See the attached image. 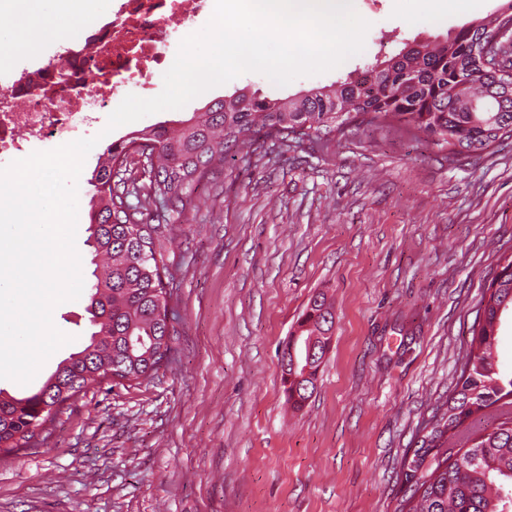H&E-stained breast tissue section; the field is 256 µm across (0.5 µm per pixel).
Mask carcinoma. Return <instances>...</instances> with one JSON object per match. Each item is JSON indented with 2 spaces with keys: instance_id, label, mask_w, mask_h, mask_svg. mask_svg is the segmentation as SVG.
<instances>
[{
  "instance_id": "cac0c4a2",
  "label": "carcinoma",
  "mask_w": 512,
  "mask_h": 512,
  "mask_svg": "<svg viewBox=\"0 0 512 512\" xmlns=\"http://www.w3.org/2000/svg\"><path fill=\"white\" fill-rule=\"evenodd\" d=\"M512 20V0L489 19L465 25L443 42L413 43L349 75L285 99L240 91L219 99L188 120L160 122L112 142L90 179L86 243L102 258L90 286L87 313L95 331L82 350L61 361L67 390L44 389L0 397V450L35 448L50 436L46 425L93 384L111 376L118 385H140L163 367L173 326L166 322L171 292L163 225L141 219L158 205L177 222L195 187L224 167L228 149L258 134L285 144L321 141L353 123L393 121L448 148V157L484 151L512 137V77L483 67L479 42ZM145 156L139 183L130 159ZM134 197L137 203L129 202ZM306 309L281 346L300 350L294 337L318 336L333 324L332 305ZM512 308V258L484 289L470 349L448 399L429 417L422 445L404 462V492L396 512H512V374L497 356L503 311ZM286 401L302 409L311 392L282 382ZM492 431L479 428L488 418Z\"/></svg>"
}]
</instances>
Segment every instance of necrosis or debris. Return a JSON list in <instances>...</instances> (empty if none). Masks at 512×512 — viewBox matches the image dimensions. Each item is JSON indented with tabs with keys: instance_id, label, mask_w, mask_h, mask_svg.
Segmentation results:
<instances>
[{
	"instance_id": "4bbe7bcc",
	"label": "necrosis or debris",
	"mask_w": 512,
	"mask_h": 512,
	"mask_svg": "<svg viewBox=\"0 0 512 512\" xmlns=\"http://www.w3.org/2000/svg\"><path fill=\"white\" fill-rule=\"evenodd\" d=\"M209 0H112L106 19L65 40L50 64L22 68L0 87V159L31 142L74 140L92 128L117 93L151 79Z\"/></svg>"
}]
</instances>
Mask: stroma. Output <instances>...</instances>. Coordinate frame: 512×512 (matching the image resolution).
Masks as SVG:
<instances>
[{
  "label": "stroma",
  "instance_id": "1",
  "mask_svg": "<svg viewBox=\"0 0 512 512\" xmlns=\"http://www.w3.org/2000/svg\"><path fill=\"white\" fill-rule=\"evenodd\" d=\"M353 4L371 27L343 66L285 86L247 73L97 143L78 181L85 283L89 181L112 142L239 89L274 99L345 79L404 43L446 40L501 0ZM165 234L170 364L142 385L90 386L45 444L1 453L0 512H395L404 457L452 389L484 287L512 256V138L453 159L396 123L319 143L260 138L229 150ZM318 292L333 304V339L315 392L293 411L278 348ZM88 303L84 293L58 305L53 322L71 343L29 384L0 388L36 392L88 345Z\"/></svg>",
  "mask_w": 512,
  "mask_h": 512
}]
</instances>
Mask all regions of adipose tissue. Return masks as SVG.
Here are the masks:
<instances>
[{"instance_id": "obj_1", "label": "adipose tissue", "mask_w": 512, "mask_h": 512, "mask_svg": "<svg viewBox=\"0 0 512 512\" xmlns=\"http://www.w3.org/2000/svg\"><path fill=\"white\" fill-rule=\"evenodd\" d=\"M7 4L12 17L24 19L26 31L21 35L22 49L35 52L46 42L78 31L96 20L98 9L109 0H0Z\"/></svg>"}]
</instances>
